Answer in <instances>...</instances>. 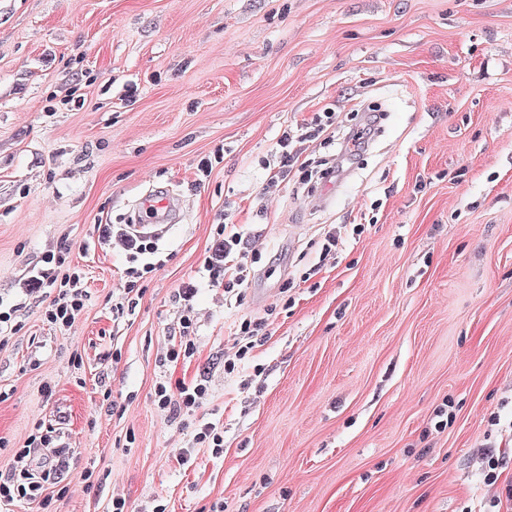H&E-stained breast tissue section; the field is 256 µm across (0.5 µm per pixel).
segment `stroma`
<instances>
[{
    "label": "stroma",
    "instance_id": "1",
    "mask_svg": "<svg viewBox=\"0 0 512 512\" xmlns=\"http://www.w3.org/2000/svg\"><path fill=\"white\" fill-rule=\"evenodd\" d=\"M328 112L269 187L285 125ZM154 191L185 217L131 280ZM222 224L253 251L238 300L203 273ZM52 252L86 293L66 330L30 286ZM0 310V473L39 430L35 458L67 461L0 512H490L512 485V0H0ZM246 318L268 333L225 373ZM166 378L208 395L172 414ZM202 422L220 457L192 448ZM193 441H195V444H207V447L211 449L212 456L217 457L224 452L223 436H221L217 426L213 423L207 422L201 425L195 433Z\"/></svg>",
    "mask_w": 512,
    "mask_h": 512
}]
</instances>
